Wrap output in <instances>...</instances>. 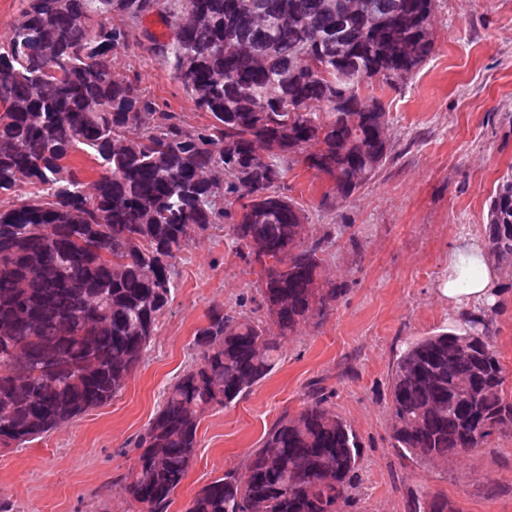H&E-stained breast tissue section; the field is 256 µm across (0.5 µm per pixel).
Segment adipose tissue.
<instances>
[{
    "label": "adipose tissue",
    "instance_id": "adipose-tissue-1",
    "mask_svg": "<svg viewBox=\"0 0 512 512\" xmlns=\"http://www.w3.org/2000/svg\"><path fill=\"white\" fill-rule=\"evenodd\" d=\"M500 278L487 260L481 241H467L448 264V278L441 291L450 305L479 313L496 300Z\"/></svg>",
    "mask_w": 512,
    "mask_h": 512
}]
</instances>
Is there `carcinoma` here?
<instances>
[{
	"instance_id": "1",
	"label": "carcinoma",
	"mask_w": 512,
	"mask_h": 512,
	"mask_svg": "<svg viewBox=\"0 0 512 512\" xmlns=\"http://www.w3.org/2000/svg\"><path fill=\"white\" fill-rule=\"evenodd\" d=\"M25 2L0 38V199L11 201L0 206V444L31 442L122 391L172 301L179 255L217 224L270 318L211 306L192 364L137 436L126 501L169 512L202 417L267 377L288 336L345 294L321 274L336 225L311 227L279 184L299 166L324 176L319 206L333 209L378 175L387 112L351 87L407 83L434 52L436 0ZM153 14L175 33L148 51L207 114L201 127L112 76ZM77 153L96 166L89 183ZM484 247L512 280V173L487 198ZM495 311L399 354L390 410L403 454L446 459L512 429ZM327 403L311 390L243 470L194 493L193 512H344L359 441Z\"/></svg>"
}]
</instances>
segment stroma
<instances>
[{
	"instance_id": "stroma-1",
	"label": "stroma",
	"mask_w": 512,
	"mask_h": 512,
	"mask_svg": "<svg viewBox=\"0 0 512 512\" xmlns=\"http://www.w3.org/2000/svg\"><path fill=\"white\" fill-rule=\"evenodd\" d=\"M435 28L433 55L407 85L381 94L392 149L370 184L326 210L319 205L324 180L299 168L286 176L285 194L310 223L336 225L322 275L348 290L328 315L289 337L274 369L247 395L202 418L195 459L169 512L243 468L267 430L299 411L314 386L360 443L348 512H410L412 502L434 497L452 512H512V432L434 462L402 457L393 440L396 357L413 339L464 329L440 286L459 241L483 237L486 200L512 169V0H439ZM137 32V43L114 56L113 75L138 79L161 110L186 124H206L143 47L152 37L168 40L171 26L152 15ZM176 272L173 301L117 397L22 447H0V501L11 512H127L117 477L136 456L134 442L163 392L188 366L208 309L248 311L261 302L223 229L195 239ZM492 322L512 396V288L503 289Z\"/></svg>"
}]
</instances>
